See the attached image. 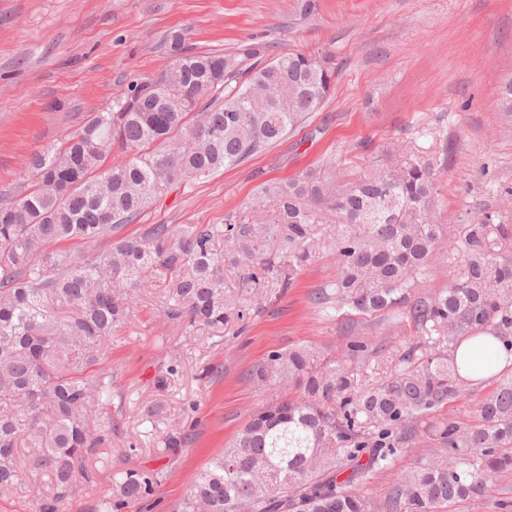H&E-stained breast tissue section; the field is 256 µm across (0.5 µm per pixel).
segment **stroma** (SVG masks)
<instances>
[{"label": "stroma", "instance_id": "1", "mask_svg": "<svg viewBox=\"0 0 512 512\" xmlns=\"http://www.w3.org/2000/svg\"><path fill=\"white\" fill-rule=\"evenodd\" d=\"M0 0V198L25 185L24 162L80 128L88 116L142 78L169 65L167 37L185 32L199 51L234 52L243 42L270 55L328 56L336 83L322 108L288 137L246 163L187 181L155 199L125 233L156 224L255 221L246 207L257 187L329 162L352 181L376 169L405 142L436 156L442 244L425 281L447 287L466 260L464 227L483 213L512 217V112L502 104L512 80V0ZM332 228L312 227L310 260L290 287L227 279L242 318L215 332L168 321L163 286L133 301L112 340V446L93 461L95 484L80 486L66 512H101L100 493L124 473L148 474L154 492L121 512H175L198 473L249 421L254 410L287 394L249 377L269 352L292 344L335 354L360 379L382 381L406 353L430 345L408 318L350 316L318 304L336 263ZM363 343L352 354L350 342ZM418 418L388 467L364 487L385 504L395 476L441 453L435 423L465 426L482 396ZM154 413H145L146 405ZM180 448L167 446L168 434ZM456 512H512V475Z\"/></svg>", "mask_w": 512, "mask_h": 512}]
</instances>
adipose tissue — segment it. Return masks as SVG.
<instances>
[{
    "label": "adipose tissue",
    "mask_w": 512,
    "mask_h": 512,
    "mask_svg": "<svg viewBox=\"0 0 512 512\" xmlns=\"http://www.w3.org/2000/svg\"><path fill=\"white\" fill-rule=\"evenodd\" d=\"M455 357L461 376L486 380L512 366V342L490 334L468 336L460 340Z\"/></svg>",
    "instance_id": "ef3b65f1"
}]
</instances>
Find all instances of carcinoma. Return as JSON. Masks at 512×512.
Masks as SVG:
<instances>
[{
	"instance_id": "1",
	"label": "carcinoma",
	"mask_w": 512,
	"mask_h": 512,
	"mask_svg": "<svg viewBox=\"0 0 512 512\" xmlns=\"http://www.w3.org/2000/svg\"><path fill=\"white\" fill-rule=\"evenodd\" d=\"M268 47L233 54L196 52L182 32L168 39L170 65L135 81L62 143L26 162L29 185L0 200V492L23 470L45 474L37 512H63L90 464L112 447V332L135 294L168 275L166 317L189 328L222 330L240 318L224 285L229 272L291 285L309 257L311 225L335 226L336 280L315 301L358 315L404 314L437 350L407 355L394 376L362 384L334 357L307 345L274 350L255 365L262 384L288 382L295 395L257 410L197 477L178 512H373L360 486L401 449L410 422L457 401L474 382L454 359L457 340L512 336V226L484 214L467 225L468 258L448 287L413 296L441 237L433 159L403 146L353 182L313 167L266 181L252 202L267 222L156 224L142 237L94 244L133 222L172 186L237 166L283 139L319 109L336 77L327 59L302 52L265 59ZM245 74L242 83L231 80ZM127 156L107 163L114 149ZM278 241L279 259L263 247ZM461 428L433 425L449 449L398 476L389 512H451L486 482L512 473V372L492 379ZM319 467L311 470L308 459ZM270 471L272 484L254 481ZM137 472L105 497L106 512L151 494Z\"/></svg>"
}]
</instances>
